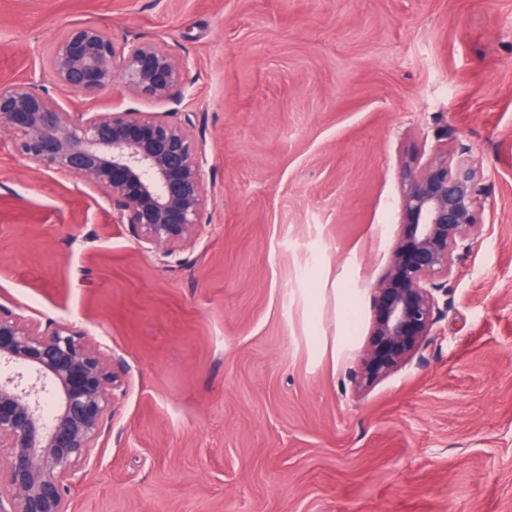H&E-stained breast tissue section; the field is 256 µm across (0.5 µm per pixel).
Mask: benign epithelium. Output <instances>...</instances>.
<instances>
[{
    "mask_svg": "<svg viewBox=\"0 0 512 512\" xmlns=\"http://www.w3.org/2000/svg\"><path fill=\"white\" fill-rule=\"evenodd\" d=\"M185 67L163 42L76 25L56 41L43 73L91 99L118 78L135 98L177 102ZM0 129L23 158L103 189L114 219L162 257L194 245L208 191L190 122L136 109L64 112L30 78L0 83ZM484 209L477 169L452 147L406 162L402 232L370 288L376 314L352 377L356 391L422 360ZM120 387V366L75 326L0 308V512H70V489L109 427Z\"/></svg>",
    "mask_w": 512,
    "mask_h": 512,
    "instance_id": "7a95c632",
    "label": "benign epithelium"
}]
</instances>
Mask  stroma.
I'll list each match as a JSON object with an SVG mask.
<instances>
[{"mask_svg": "<svg viewBox=\"0 0 512 512\" xmlns=\"http://www.w3.org/2000/svg\"><path fill=\"white\" fill-rule=\"evenodd\" d=\"M77 23L166 42L181 102L42 79ZM31 77L191 119L209 193L163 258L0 132V307L123 365L71 512H512V0H0V82ZM443 143L489 207L422 361L355 391L403 164Z\"/></svg>", "mask_w": 512, "mask_h": 512, "instance_id": "1", "label": "stroma"}]
</instances>
